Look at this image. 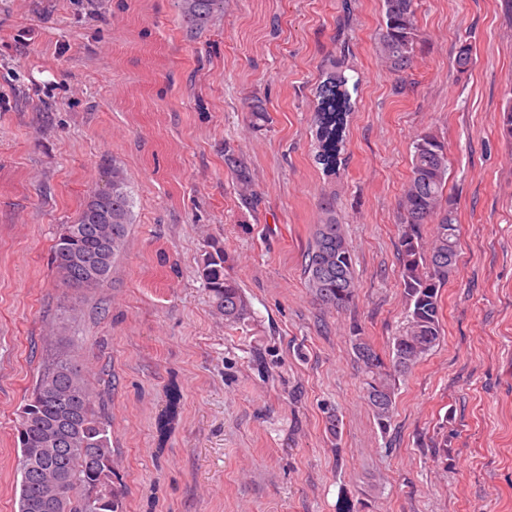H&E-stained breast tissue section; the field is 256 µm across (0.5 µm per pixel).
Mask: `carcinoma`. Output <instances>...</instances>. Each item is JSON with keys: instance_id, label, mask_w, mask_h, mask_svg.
Returning <instances> with one entry per match:
<instances>
[{"instance_id": "carcinoma-1", "label": "carcinoma", "mask_w": 512, "mask_h": 512, "mask_svg": "<svg viewBox=\"0 0 512 512\" xmlns=\"http://www.w3.org/2000/svg\"><path fill=\"white\" fill-rule=\"evenodd\" d=\"M226 0H178L182 31L193 39L224 13ZM382 23L376 51L393 72L409 68L421 48L418 0H381ZM356 0H341L338 55L329 60L325 79L317 87L320 112L317 161L337 175L342 163L348 112L356 104L360 81L348 75L346 32L355 19ZM254 127L267 123L264 100L248 106ZM501 135L512 141V99L501 109ZM411 174L399 201V272L407 307L405 324L382 354L353 329L352 348L361 369L363 397L381 431L390 426L400 378L407 375L442 337L441 290L457 265L460 225L457 209L446 194L448 151L432 131L413 142ZM224 165L234 175L241 205L258 202L250 162L236 144L224 142ZM133 197L127 173L119 164L105 168L101 185L86 199L77 218L82 226L60 227L52 250V264L67 288L95 290L111 280L114 262L126 249L132 224ZM320 218L304 255L305 285L320 306L336 311L350 308L357 292L355 259L344 224L336 213L335 190L322 193ZM433 225L430 236L426 225ZM224 247L210 251L199 271L215 309L225 324L237 325L250 315L248 302L235 281L224 275ZM105 389L93 384L80 359L52 356L45 360L24 399L16 428L18 459L42 452V465L21 473L17 512H31L46 477H67L54 512H123L121 494L112 482V421L104 406Z\"/></svg>"}]
</instances>
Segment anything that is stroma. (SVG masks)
<instances>
[{"label":"stroma","instance_id":"1","mask_svg":"<svg viewBox=\"0 0 512 512\" xmlns=\"http://www.w3.org/2000/svg\"><path fill=\"white\" fill-rule=\"evenodd\" d=\"M357 6L361 83L334 184L358 290L339 313L304 276L328 182L315 89L338 0H229L194 40L176 0L135 19L122 0H0V512L17 510L18 412L51 355L112 382L124 512H512V143L499 131L512 21L501 0H418L424 43L398 75L375 53L380 0ZM253 94L271 116L260 129L245 119ZM427 130L448 148L457 269L441 341L400 380L383 431L350 330L384 352L403 323L398 204ZM228 139L251 163L254 209L224 167ZM114 163L134 200L127 251L108 287H59L55 237ZM215 242L251 305L234 327L198 274ZM441 430L442 460L429 443Z\"/></svg>","mask_w":512,"mask_h":512}]
</instances>
